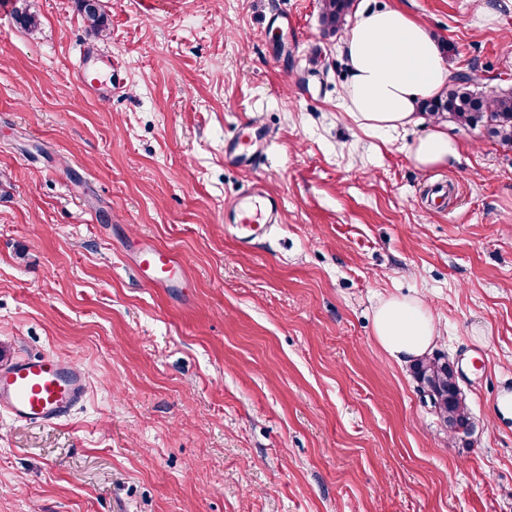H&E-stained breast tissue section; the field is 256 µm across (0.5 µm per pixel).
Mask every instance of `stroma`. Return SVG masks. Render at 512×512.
Segmentation results:
<instances>
[{"mask_svg":"<svg viewBox=\"0 0 512 512\" xmlns=\"http://www.w3.org/2000/svg\"><path fill=\"white\" fill-rule=\"evenodd\" d=\"M368 2L512 88V0ZM151 3L101 0L99 32L77 0L0 12V362L88 376L58 424L0 413V512H512V146L452 122L460 156L424 170L432 115L362 131L319 0ZM87 47L112 96L82 89ZM251 125L264 155L225 164ZM257 182L283 208L247 247L224 207ZM142 239L186 289L136 276ZM393 296L431 309L468 437L376 342Z\"/></svg>","mask_w":512,"mask_h":512,"instance_id":"stroma-1","label":"stroma"}]
</instances>
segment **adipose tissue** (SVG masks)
<instances>
[{
	"label": "adipose tissue",
	"instance_id": "adipose-tissue-1",
	"mask_svg": "<svg viewBox=\"0 0 512 512\" xmlns=\"http://www.w3.org/2000/svg\"><path fill=\"white\" fill-rule=\"evenodd\" d=\"M344 67L343 107L367 133L379 134L415 122L422 101L436 96L450 70L426 27L397 8L361 9L339 47ZM460 150L442 127L412 143L408 154L419 168L446 166ZM378 344L396 361L428 355L436 326L417 299L391 298L374 314Z\"/></svg>",
	"mask_w": 512,
	"mask_h": 512
}]
</instances>
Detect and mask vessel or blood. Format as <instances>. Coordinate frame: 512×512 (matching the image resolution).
<instances>
[{
    "mask_svg": "<svg viewBox=\"0 0 512 512\" xmlns=\"http://www.w3.org/2000/svg\"><path fill=\"white\" fill-rule=\"evenodd\" d=\"M250 195L260 198V211L251 214L236 204L229 210V219L234 224L254 225L256 233L260 234L275 223L280 200L260 193L256 188ZM133 261L138 272L148 273L150 286H180L183 262L171 250L142 241L134 252ZM86 394L85 371L57 354L23 356L0 368V412L19 421L44 425L57 423L69 417L83 403Z\"/></svg>",
    "mask_w": 512,
    "mask_h": 512,
    "instance_id": "vessel-or-blood-1",
    "label": "vessel or blood"
}]
</instances>
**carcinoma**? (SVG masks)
Returning <instances> with one entry per match:
<instances>
[{"label": "carcinoma", "instance_id": "cac0c4a2", "mask_svg": "<svg viewBox=\"0 0 512 512\" xmlns=\"http://www.w3.org/2000/svg\"><path fill=\"white\" fill-rule=\"evenodd\" d=\"M80 9L91 29L101 30L104 17L100 0H79ZM357 0H321V19L324 32L334 34L345 26L356 9ZM476 78L453 75L448 87L437 98L423 104V111L435 116L448 114L464 127L482 126L487 134L501 143L512 145V94L492 99L475 90ZM414 377L425 382L440 396L437 416L453 432L467 430L469 417L465 401L457 397V380L448 362L439 357L421 359L412 365Z\"/></svg>", "mask_w": 512, "mask_h": 512}]
</instances>
